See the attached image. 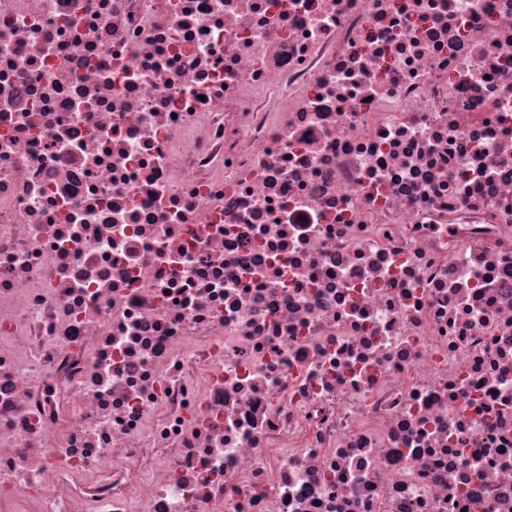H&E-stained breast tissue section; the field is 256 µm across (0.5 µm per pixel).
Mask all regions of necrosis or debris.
Instances as JSON below:
<instances>
[{
    "label": "necrosis or debris",
    "mask_w": 512,
    "mask_h": 512,
    "mask_svg": "<svg viewBox=\"0 0 512 512\" xmlns=\"http://www.w3.org/2000/svg\"><path fill=\"white\" fill-rule=\"evenodd\" d=\"M0 512H512V0H0Z\"/></svg>",
    "instance_id": "1"
}]
</instances>
